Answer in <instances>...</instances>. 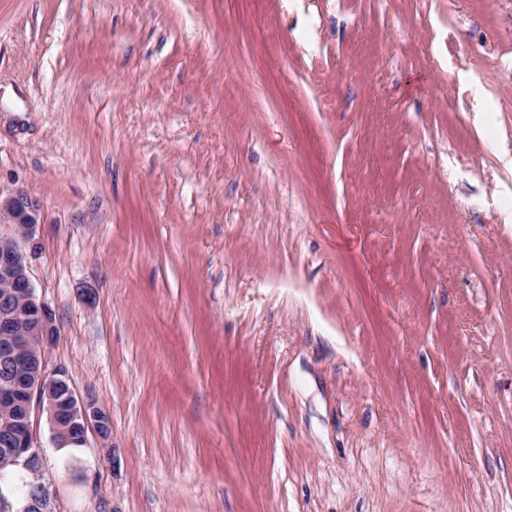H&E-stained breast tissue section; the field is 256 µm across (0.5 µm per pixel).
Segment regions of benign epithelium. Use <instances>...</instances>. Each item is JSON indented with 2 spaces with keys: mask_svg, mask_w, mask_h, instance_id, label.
Segmentation results:
<instances>
[{
  "mask_svg": "<svg viewBox=\"0 0 512 512\" xmlns=\"http://www.w3.org/2000/svg\"><path fill=\"white\" fill-rule=\"evenodd\" d=\"M39 204L23 190L0 198V358L14 360L27 353V363L37 368L17 377L0 375V441L13 460L25 456L26 468L38 471L39 448L33 431L35 406L47 409L56 445L78 448L92 428L105 437L98 408L79 397L65 370L50 373L44 346L58 336L52 310L37 299L30 277L36 251L27 248L39 224ZM28 498L30 512H51L47 488Z\"/></svg>",
  "mask_w": 512,
  "mask_h": 512,
  "instance_id": "7a95c632",
  "label": "benign epithelium"
}]
</instances>
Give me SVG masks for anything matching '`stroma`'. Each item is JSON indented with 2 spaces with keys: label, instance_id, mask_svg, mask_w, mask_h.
Returning a JSON list of instances; mask_svg holds the SVG:
<instances>
[{
  "label": "stroma",
  "instance_id": "obj_1",
  "mask_svg": "<svg viewBox=\"0 0 512 512\" xmlns=\"http://www.w3.org/2000/svg\"><path fill=\"white\" fill-rule=\"evenodd\" d=\"M19 189L53 512H512V0H0Z\"/></svg>",
  "mask_w": 512,
  "mask_h": 512
}]
</instances>
